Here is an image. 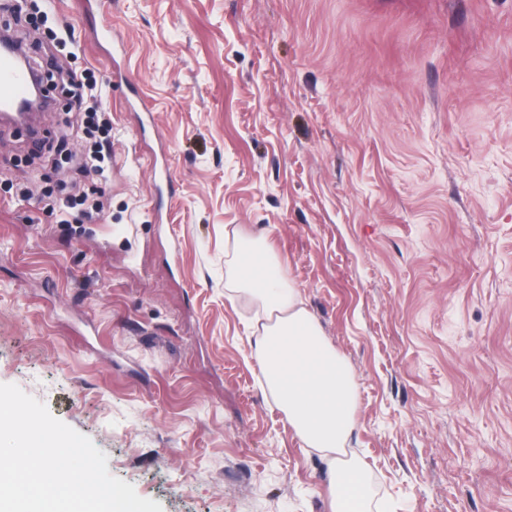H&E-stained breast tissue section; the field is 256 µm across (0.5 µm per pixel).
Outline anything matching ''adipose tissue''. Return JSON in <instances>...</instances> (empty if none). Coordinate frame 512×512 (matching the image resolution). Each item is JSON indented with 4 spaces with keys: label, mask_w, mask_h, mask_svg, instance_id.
<instances>
[{
    "label": "adipose tissue",
    "mask_w": 512,
    "mask_h": 512,
    "mask_svg": "<svg viewBox=\"0 0 512 512\" xmlns=\"http://www.w3.org/2000/svg\"><path fill=\"white\" fill-rule=\"evenodd\" d=\"M233 263L235 291L250 295L260 312L253 356L263 387L302 446L323 454L330 512H372L367 467L346 455L358 404L348 361L286 279L265 237L236 238Z\"/></svg>",
    "instance_id": "obj_1"
}]
</instances>
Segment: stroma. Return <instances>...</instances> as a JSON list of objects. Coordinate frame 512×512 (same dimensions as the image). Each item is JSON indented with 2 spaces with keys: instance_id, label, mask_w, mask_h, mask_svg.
Instances as JSON below:
<instances>
[{
  "instance_id": "obj_1",
  "label": "stroma",
  "mask_w": 512,
  "mask_h": 512,
  "mask_svg": "<svg viewBox=\"0 0 512 512\" xmlns=\"http://www.w3.org/2000/svg\"><path fill=\"white\" fill-rule=\"evenodd\" d=\"M98 2L11 29L72 160L0 126V383L163 512H328L224 288L262 233L354 372L383 512H512V0ZM73 69L112 78V161L101 218L60 224L44 197L98 183Z\"/></svg>"
}]
</instances>
